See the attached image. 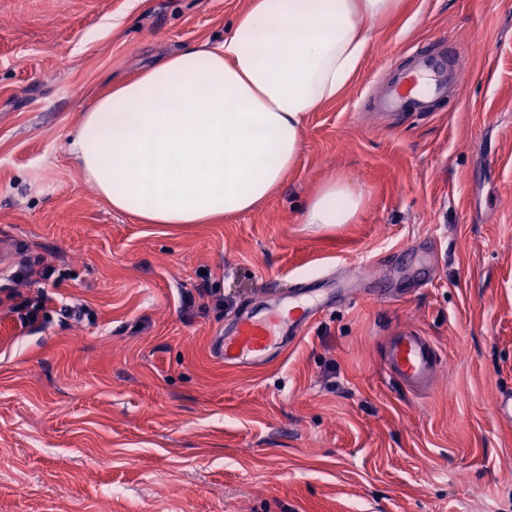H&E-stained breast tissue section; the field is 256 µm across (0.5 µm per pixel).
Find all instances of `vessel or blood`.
Wrapping results in <instances>:
<instances>
[{
  "instance_id": "obj_1",
  "label": "vessel or blood",
  "mask_w": 512,
  "mask_h": 512,
  "mask_svg": "<svg viewBox=\"0 0 512 512\" xmlns=\"http://www.w3.org/2000/svg\"><path fill=\"white\" fill-rule=\"evenodd\" d=\"M461 78L459 65H448L439 55L422 54L413 71L393 78L381 107L391 112L424 111L431 99L457 91ZM321 306L317 298L305 297L303 290L292 291L285 305L242 315L234 331L216 341L214 352L231 365L266 364L270 346L286 332L306 323ZM438 362L437 350L427 337L407 330L391 337L387 371L405 387L419 390L427 386Z\"/></svg>"
}]
</instances>
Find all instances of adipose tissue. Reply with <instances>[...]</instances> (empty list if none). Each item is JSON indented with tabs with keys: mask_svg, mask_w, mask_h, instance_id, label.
Segmentation results:
<instances>
[{
	"mask_svg": "<svg viewBox=\"0 0 512 512\" xmlns=\"http://www.w3.org/2000/svg\"><path fill=\"white\" fill-rule=\"evenodd\" d=\"M397 0H249L229 33L190 46L91 101L68 152L113 211L207 224L264 205L298 164L306 120L356 73ZM363 196L343 175L304 221L349 224Z\"/></svg>",
	"mask_w": 512,
	"mask_h": 512,
	"instance_id": "1",
	"label": "adipose tissue"
}]
</instances>
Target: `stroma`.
I'll return each mask as SVG.
<instances>
[{"label":"stroma","mask_w":512,"mask_h":512,"mask_svg":"<svg viewBox=\"0 0 512 512\" xmlns=\"http://www.w3.org/2000/svg\"><path fill=\"white\" fill-rule=\"evenodd\" d=\"M248 4L0 0V512H512L494 411L512 391V0H401L261 209L113 212L69 131ZM444 36L465 50L460 92L378 112ZM339 175L364 197L354 223H305ZM321 274L324 307L266 365L212 356L239 315ZM17 293L44 298L36 322ZM405 327L441 357L420 395L386 372Z\"/></svg>","instance_id":"stroma-1"}]
</instances>
